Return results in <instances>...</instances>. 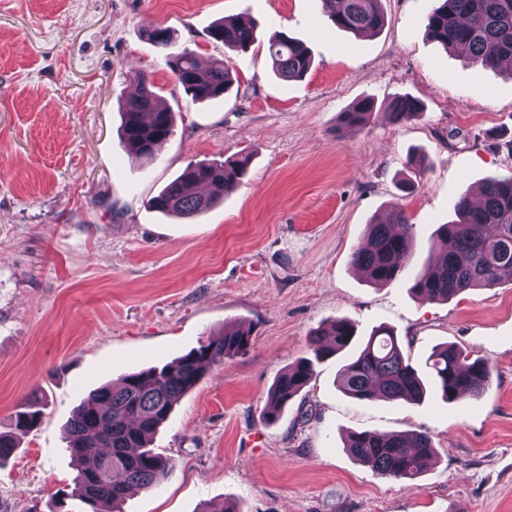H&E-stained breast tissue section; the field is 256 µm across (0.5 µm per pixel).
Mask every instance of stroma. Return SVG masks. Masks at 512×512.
Returning a JSON list of instances; mask_svg holds the SVG:
<instances>
[{"instance_id":"obj_1","label":"stroma","mask_w":512,"mask_h":512,"mask_svg":"<svg viewBox=\"0 0 512 512\" xmlns=\"http://www.w3.org/2000/svg\"><path fill=\"white\" fill-rule=\"evenodd\" d=\"M375 34L338 29L320 0H0V431L30 396L39 423L0 462V512H54L78 465L65 426L81 399L178 358L228 322L253 330L180 397L152 446L175 470L129 494L124 512H512V276L448 302L412 295L428 244L489 174L512 172V72L485 69L426 34L433 0H381ZM225 17L258 42L209 38ZM170 29L201 63L235 73L223 98L195 102L147 32ZM285 34L313 63L283 82L266 52ZM146 74L175 132L157 159H131L120 100ZM408 94L418 117L343 129L359 100ZM248 153L236 189L187 218L148 206L188 164ZM415 184L412 193L402 181ZM415 226L403 278L374 287L351 265L366 224L392 206ZM346 317L364 341L393 328L424 366L454 344L493 369L481 397L418 405L358 401L335 380L346 353L318 364L274 422L268 392ZM416 431L437 450L414 483L378 476L344 446L360 431Z\"/></svg>"}]
</instances>
